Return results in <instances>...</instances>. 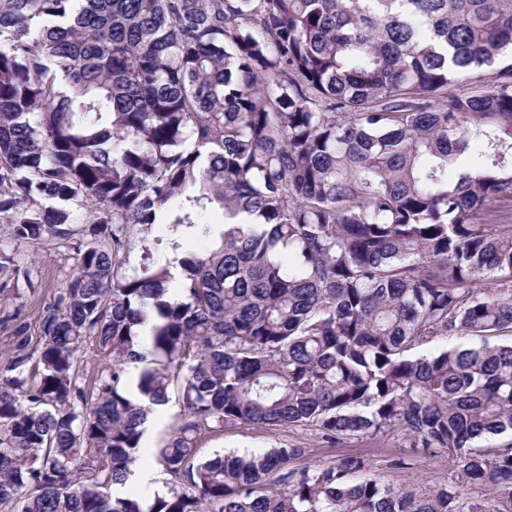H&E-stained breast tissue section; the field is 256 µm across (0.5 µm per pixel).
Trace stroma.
I'll return each mask as SVG.
<instances>
[{"label":"stroma","instance_id":"stroma-1","mask_svg":"<svg viewBox=\"0 0 512 512\" xmlns=\"http://www.w3.org/2000/svg\"><path fill=\"white\" fill-rule=\"evenodd\" d=\"M81 241V236L77 235L69 241L8 242V254L22 262L35 264L40 277L31 283L23 279L8 280L4 293L0 294V356L12 355L14 351L18 342L13 334L16 323L26 325L30 343L38 342L40 322L54 288L59 287L78 265ZM285 445L305 448L303 461L310 465L327 466L349 455L363 457L369 475L393 489L419 496L456 478L447 454H422L420 449L412 447L400 430L374 437H344L327 443L306 426L256 428L240 425L221 432H205L199 441L198 453L202 456L218 452L261 453ZM399 457L406 460V468L392 467V460Z\"/></svg>","mask_w":512,"mask_h":512}]
</instances>
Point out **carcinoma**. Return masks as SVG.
<instances>
[{"label":"carcinoma","instance_id":"carcinoma-1","mask_svg":"<svg viewBox=\"0 0 512 512\" xmlns=\"http://www.w3.org/2000/svg\"><path fill=\"white\" fill-rule=\"evenodd\" d=\"M467 78L489 88L448 93ZM162 212L172 250L215 241L178 260L177 295L150 250L119 256ZM77 222L38 345L0 359L1 506L512 512V0H0V224L35 243ZM454 335L472 342L409 355ZM90 342L112 361L91 384ZM172 393L168 494L113 495ZM238 425L399 427L457 480L416 497L359 456H198Z\"/></svg>","mask_w":512,"mask_h":512}]
</instances>
